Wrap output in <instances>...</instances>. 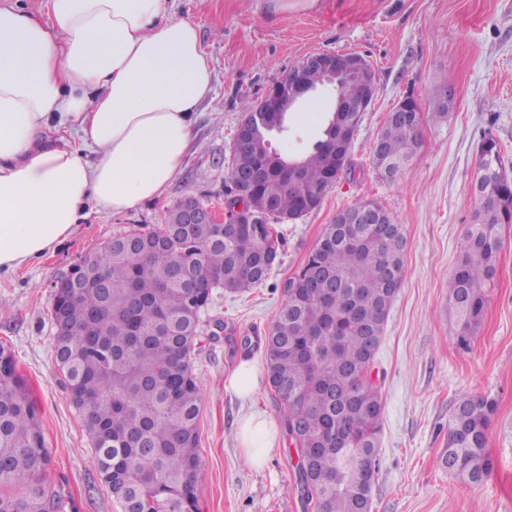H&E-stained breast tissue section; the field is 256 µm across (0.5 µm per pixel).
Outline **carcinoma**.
I'll return each instance as SVG.
<instances>
[{
    "label": "carcinoma",
    "instance_id": "1",
    "mask_svg": "<svg viewBox=\"0 0 512 512\" xmlns=\"http://www.w3.org/2000/svg\"><path fill=\"white\" fill-rule=\"evenodd\" d=\"M448 91L440 87L432 117L448 118ZM322 129L298 158V181L271 174L262 146L232 152L228 197L239 192L238 172H254L271 188L276 211H259L254 222L231 235L218 224H181L182 204L148 232L115 238L112 253L98 255L110 280L94 279L78 293L53 301L66 335L55 337L64 364L60 383L83 413L101 481L134 512H197V416L200 386L183 335L195 306L193 289L245 293L262 284L280 249L274 225L297 220L308 192L325 183L333 165ZM376 170L389 165L403 176L421 145L420 129L389 119L379 135ZM512 181L489 182L480 209L467 226V244L450 281L448 315L460 341L480 323L487 288L496 272L501 228L512 223ZM406 238L399 227L380 236L360 225H327L301 270L288 281L287 299L265 336L266 370L298 458L297 485L313 512H359L371 503L378 474L377 448L384 405L370 377L395 294L401 285ZM495 402L463 397L448 422L441 460L472 484L484 482ZM50 456L37 411L12 354L0 347V512H56L59 497L41 476Z\"/></svg>",
    "mask_w": 512,
    "mask_h": 512
}]
</instances>
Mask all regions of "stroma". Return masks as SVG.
<instances>
[{"label": "stroma", "mask_w": 512, "mask_h": 512, "mask_svg": "<svg viewBox=\"0 0 512 512\" xmlns=\"http://www.w3.org/2000/svg\"><path fill=\"white\" fill-rule=\"evenodd\" d=\"M175 17L196 24L214 71L215 92L199 108L191 154L165 192L113 214L93 206L73 235L47 257L0 273V346L8 347L37 406L51 462L44 482L62 512H122L98 477L82 414L58 380L53 284L80 256L132 229L163 223L167 209L198 199L224 216L231 145L247 106L308 56L356 52L376 74L375 100L352 144V169L318 208L280 225L279 257L266 280L243 294L214 291L199 315L192 353L201 385L198 416L199 512H305L288 435L263 465L239 444L248 407L277 425L285 417L267 376L252 405L224 383L243 359L264 363V338L327 224L361 199L380 202L403 224L405 276L391 305L373 372L381 382L383 433L370 512H512V224L502 228L497 272L479 326L460 343L448 318V285L480 202L469 185L484 135L512 167V0H174ZM454 96L446 121L431 118L435 86ZM422 108V146L399 181L371 164L388 113L404 97ZM335 94L321 89L288 114L275 136L284 156L316 140ZM497 402L481 485L444 469L439 457L462 395Z\"/></svg>", "instance_id": "1"}]
</instances>
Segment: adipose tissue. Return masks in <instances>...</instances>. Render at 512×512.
I'll list each match as a JSON object with an SVG mask.
<instances>
[{"label":"adipose tissue","mask_w":512,"mask_h":512,"mask_svg":"<svg viewBox=\"0 0 512 512\" xmlns=\"http://www.w3.org/2000/svg\"><path fill=\"white\" fill-rule=\"evenodd\" d=\"M48 18L0 8V271L55 250L89 202L121 214L181 172L215 91L197 27L170 0H47ZM278 427L247 412L262 464Z\"/></svg>","instance_id":"ef3b65f1"}]
</instances>
